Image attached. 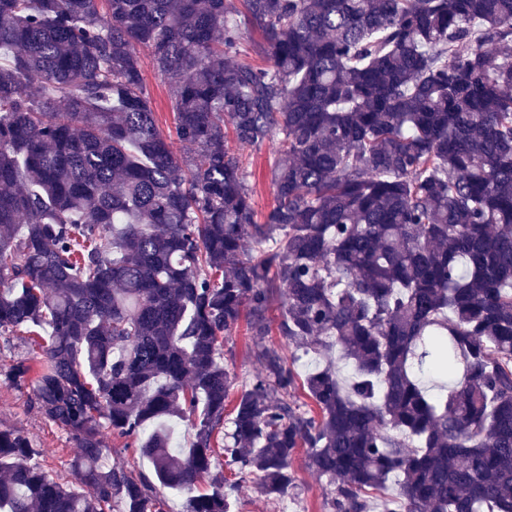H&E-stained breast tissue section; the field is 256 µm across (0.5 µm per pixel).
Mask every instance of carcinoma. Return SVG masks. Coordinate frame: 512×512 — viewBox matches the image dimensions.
Wrapping results in <instances>:
<instances>
[{"instance_id":"carcinoma-1","label":"carcinoma","mask_w":512,"mask_h":512,"mask_svg":"<svg viewBox=\"0 0 512 512\" xmlns=\"http://www.w3.org/2000/svg\"><path fill=\"white\" fill-rule=\"evenodd\" d=\"M106 2L0 0V336L49 328L0 375L78 448L72 486L1 429L0 512H166L104 466L112 435L183 512H230L247 475L299 489L302 449L328 512H512V0ZM226 124L275 142L262 224ZM243 320L260 372L228 418ZM285 347L352 376L301 380ZM244 38L240 46V58L246 59L257 65H264V60L256 53V46L262 41L261 30L255 24H247L242 27ZM140 56L144 62V76L145 82L153 101V106L156 112L157 120L160 129L166 135H170L173 150L177 154L185 152V147L178 141L175 135V120L174 113L171 107V97L173 95V87L157 74L156 70L147 55V52L142 48L137 47Z\"/></svg>"}]
</instances>
